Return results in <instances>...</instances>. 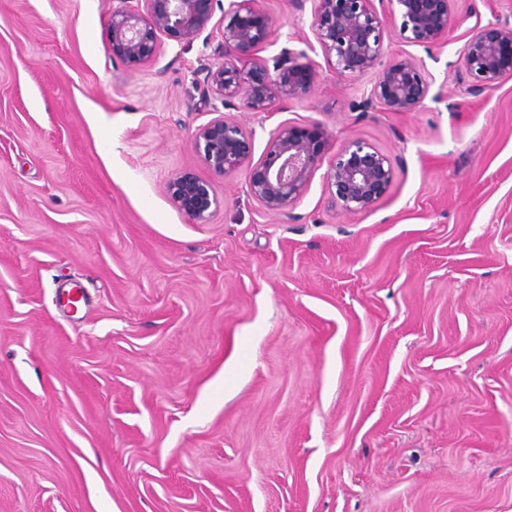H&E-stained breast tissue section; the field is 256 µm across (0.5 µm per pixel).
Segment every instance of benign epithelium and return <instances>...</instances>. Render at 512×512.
Instances as JSON below:
<instances>
[{
  "label": "benign epithelium",
  "instance_id": "1",
  "mask_svg": "<svg viewBox=\"0 0 512 512\" xmlns=\"http://www.w3.org/2000/svg\"><path fill=\"white\" fill-rule=\"evenodd\" d=\"M220 0H112V56L131 70L159 60L162 37L191 43L208 29ZM451 0H312V30L322 54L339 76H356L378 65L383 51L379 13L399 15V36L427 51L448 40L454 27ZM274 25L264 0H227L223 9L224 61L207 70L203 91L220 99L227 110L282 112L307 96L314 85L312 61L285 47L274 57L262 56L273 42ZM465 73L480 92L499 82L512 64V27L476 26L462 47ZM434 79L418 59L406 53L376 75L369 97L393 112H408L430 95ZM327 136L318 127L287 123L270 134L263 156L253 160L250 133L224 113L199 126L192 147L212 175L245 174L247 196L265 211L290 217L318 170ZM394 178L389 157L371 144L353 139L336 153L326 173L332 206L345 212L371 208ZM172 204L196 223L209 220L219 205L211 182L192 172L172 178L165 187Z\"/></svg>",
  "mask_w": 512,
  "mask_h": 512
}]
</instances>
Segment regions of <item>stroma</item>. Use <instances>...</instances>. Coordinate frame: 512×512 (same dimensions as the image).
<instances>
[{"mask_svg":"<svg viewBox=\"0 0 512 512\" xmlns=\"http://www.w3.org/2000/svg\"><path fill=\"white\" fill-rule=\"evenodd\" d=\"M264 8L314 85L230 117L257 158L321 126L322 168L289 220L212 178L198 224L165 185L205 173L222 11L133 71L112 0H0V512H512V71L474 94L456 65L512 0H452L409 112L357 111L373 74L336 75L310 5ZM353 139L394 179L347 213L323 169Z\"/></svg>","mask_w":512,"mask_h":512,"instance_id":"stroma-1","label":"stroma"}]
</instances>
